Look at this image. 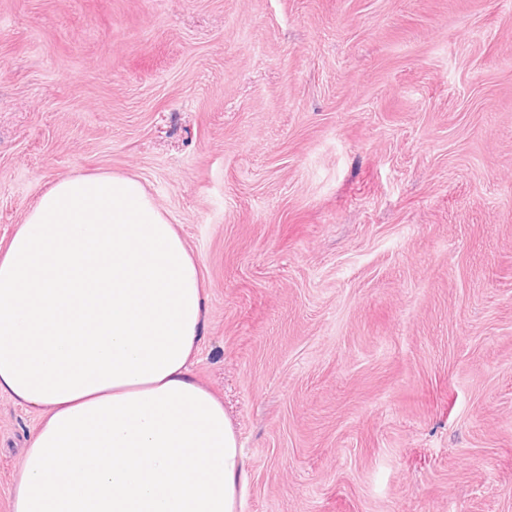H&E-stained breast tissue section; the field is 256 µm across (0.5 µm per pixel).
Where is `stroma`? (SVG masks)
Returning <instances> with one entry per match:
<instances>
[{
	"label": "stroma",
	"mask_w": 512,
	"mask_h": 512,
	"mask_svg": "<svg viewBox=\"0 0 512 512\" xmlns=\"http://www.w3.org/2000/svg\"><path fill=\"white\" fill-rule=\"evenodd\" d=\"M88 173L202 267L244 512H512V0H0V248Z\"/></svg>",
	"instance_id": "35a3bbf8"
}]
</instances>
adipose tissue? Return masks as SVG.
Segmentation results:
<instances>
[{"label": "adipose tissue", "instance_id": "obj_1", "mask_svg": "<svg viewBox=\"0 0 512 512\" xmlns=\"http://www.w3.org/2000/svg\"><path fill=\"white\" fill-rule=\"evenodd\" d=\"M205 299L138 177L42 193L0 251V395L40 413L11 512H242L237 436L193 373Z\"/></svg>", "mask_w": 512, "mask_h": 512}]
</instances>
